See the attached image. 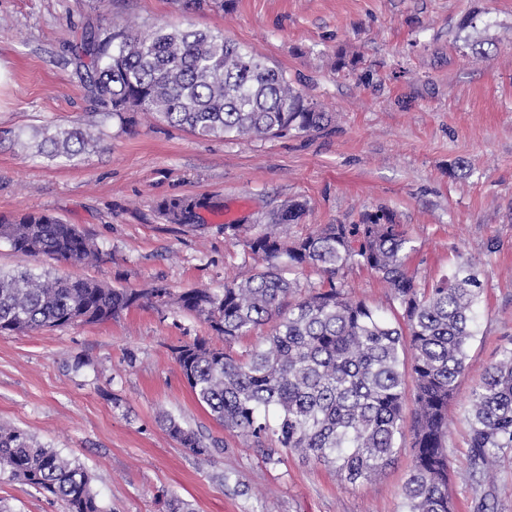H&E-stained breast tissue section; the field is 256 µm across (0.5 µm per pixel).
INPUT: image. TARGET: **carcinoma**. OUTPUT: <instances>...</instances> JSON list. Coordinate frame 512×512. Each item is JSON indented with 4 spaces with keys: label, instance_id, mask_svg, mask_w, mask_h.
<instances>
[{
    "label": "carcinoma",
    "instance_id": "1",
    "mask_svg": "<svg viewBox=\"0 0 512 512\" xmlns=\"http://www.w3.org/2000/svg\"><path fill=\"white\" fill-rule=\"evenodd\" d=\"M97 110L126 119L154 114L203 138L266 140L291 131L320 132L332 115L309 101L283 72L237 43L186 26L146 30L127 22L89 27L71 50ZM37 151L74 161L99 136L72 125L34 129ZM210 198L177 196L159 203L171 224H196L200 210H221ZM306 204L290 200L269 225L243 238L268 265L218 293H176L157 283L145 292L94 280L29 270L0 273V333H27L78 322L101 323L143 304L174 306L231 343L268 325L269 333L240 356L196 339L174 349L175 361L200 405L224 428L263 450L272 464L288 454L335 469L340 481H370L395 463L410 440L412 465L400 512H452L448 496V406L465 372L476 336L481 270L470 261L432 285L409 271L411 240L394 215L366 213L359 224H326L290 240L288 225ZM0 241L24 256L84 264L100 258L76 225L44 212L0 218ZM373 271L400 312L381 315L345 291L340 273ZM311 270L328 289L302 285L284 269ZM414 408L406 411V375ZM160 423L199 458L221 451L217 441L163 414ZM471 477L479 483L500 455L512 450V346H505L472 390L467 416ZM0 472L62 501L66 512H102L82 467L38 444L18 428L0 425Z\"/></svg>",
    "mask_w": 512,
    "mask_h": 512
}]
</instances>
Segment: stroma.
<instances>
[{
  "mask_svg": "<svg viewBox=\"0 0 512 512\" xmlns=\"http://www.w3.org/2000/svg\"><path fill=\"white\" fill-rule=\"evenodd\" d=\"M182 0H0V216L44 211L92 238L97 262L24 257L0 241V271L92 279L139 291L223 290L263 268L224 232L254 229L283 202L308 203L289 230L357 224L390 210L411 240L408 267L433 283L463 260L482 270L477 335L448 410L450 493L474 512L483 492L469 476L464 417L473 388L512 344V0H234L187 15ZM491 43L474 59L459 36ZM129 20L149 28L191 24L224 36L283 70L310 101L332 112L324 131L269 140L203 139L161 121L102 120L67 49L86 27ZM79 123L100 134L77 162L37 155L23 134ZM467 176H451L456 161ZM214 197L224 208L196 224H172L158 204ZM349 294L385 316L398 305L363 267L345 269ZM222 341L173 307L143 305L103 323L0 334V423L80 464L103 512H163L166 498L192 512H399L412 464L402 448L375 480L341 483L333 469L260 449L224 429L196 401L173 350ZM175 417L222 452L204 462L172 439ZM233 473L238 496L219 478ZM6 512H65L43 490L0 473Z\"/></svg>",
  "mask_w": 512,
  "mask_h": 512,
  "instance_id": "1",
  "label": "stroma"
}]
</instances>
